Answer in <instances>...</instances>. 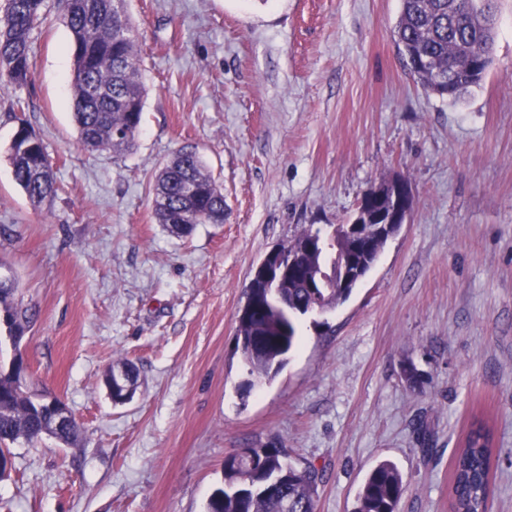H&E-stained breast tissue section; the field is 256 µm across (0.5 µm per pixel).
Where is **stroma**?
Segmentation results:
<instances>
[{
    "mask_svg": "<svg viewBox=\"0 0 512 512\" xmlns=\"http://www.w3.org/2000/svg\"><path fill=\"white\" fill-rule=\"evenodd\" d=\"M146 87L134 153L88 152L72 116L71 35L59 0L33 34L32 80L0 91V265L35 313L32 393L64 401L72 446L10 448L0 512H205L224 459L270 441L322 476L316 512H353L381 460L398 512H450L454 451L493 431L488 512H512V0H496L492 61L458 102L404 65L401 0H127ZM40 135L58 191L34 207L8 152ZM196 150L224 221L183 239L153 216L155 175ZM414 209L335 311L306 317L270 383L242 395L237 312L273 247L344 223L380 178ZM137 369L113 404V361ZM422 376L409 386L402 373ZM115 370H120L125 375L126 383L124 384L122 377L115 376V378H112L113 384H118L119 386H123L124 389L121 393H114L112 392L109 394L110 398L112 399V402L114 404H124L126 401H129L133 394H134V386L136 383L137 375L135 368L129 364L128 362L124 360H120L115 365L113 364L112 370L108 372V374L105 376L104 382L105 386L109 385L110 379L112 377V373Z\"/></svg>",
    "mask_w": 512,
    "mask_h": 512,
    "instance_id": "35a3bbf8",
    "label": "stroma"
}]
</instances>
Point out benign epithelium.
I'll return each instance as SVG.
<instances>
[{"instance_id": "benign-epithelium-1", "label": "benign epithelium", "mask_w": 512, "mask_h": 512, "mask_svg": "<svg viewBox=\"0 0 512 512\" xmlns=\"http://www.w3.org/2000/svg\"><path fill=\"white\" fill-rule=\"evenodd\" d=\"M412 197L408 182L402 176L385 184H373L366 192L345 228L355 231L358 247L369 250L378 241L390 236L391 229L402 227L410 213Z\"/></svg>"}]
</instances>
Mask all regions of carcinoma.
<instances>
[{
	"label": "carcinoma",
	"mask_w": 512,
	"mask_h": 512,
	"mask_svg": "<svg viewBox=\"0 0 512 512\" xmlns=\"http://www.w3.org/2000/svg\"><path fill=\"white\" fill-rule=\"evenodd\" d=\"M46 0H6L0 15V78L21 86L31 68V35L45 19ZM494 0H402L394 36L410 72L424 90L451 101L479 85L490 64L495 40ZM67 26L74 45L73 118L81 145L91 151L123 154L133 150L140 132L146 89L135 47L138 32L125 5L115 0H65ZM453 82H448V72ZM21 140H12L9 161L14 181L32 205L40 206L56 192L53 163L41 137L25 121ZM154 215L171 236H189L198 224L224 223V193L193 150H179L157 174L153 186ZM294 256L299 275L288 278L269 296L257 278L245 289L255 308L238 319L236 345L249 378L272 381L285 366L297 339V321L315 311L335 310L360 282L345 288L334 273L354 256V243L342 227L307 229L288 240L285 256ZM319 270L333 274L322 288H308L305 277ZM13 274L0 273V317L8 335L21 336L35 313L14 300ZM125 375L115 404L134 394L135 368L121 360L112 366ZM53 437L69 445L80 436L71 421L58 431L38 408V397L21 391L18 381L0 376V478L5 452L19 439ZM284 450L275 443L238 451L224 460V486L214 490L207 512H315L321 481L311 466L286 467ZM492 436L471 427L454 457L450 493L454 512H486L491 477ZM405 492L403 476L390 461L378 462L365 477L353 512H397Z\"/></svg>",
	"instance_id": "cac0c4a2"
}]
</instances>
